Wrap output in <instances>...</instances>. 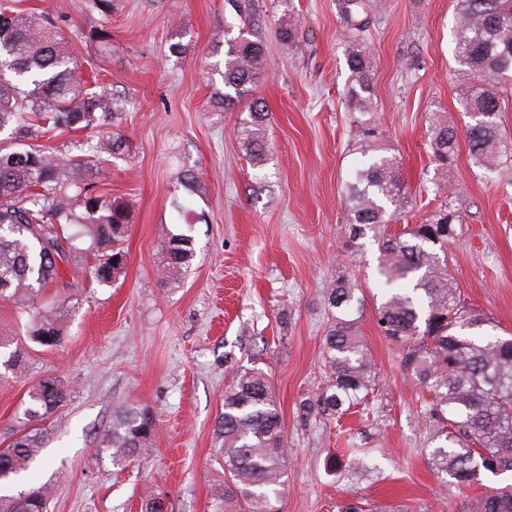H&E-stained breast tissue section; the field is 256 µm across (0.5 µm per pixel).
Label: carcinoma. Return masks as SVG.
I'll return each instance as SVG.
<instances>
[{"mask_svg":"<svg viewBox=\"0 0 512 512\" xmlns=\"http://www.w3.org/2000/svg\"><path fill=\"white\" fill-rule=\"evenodd\" d=\"M15 0H0V300L31 314L29 341L49 349L63 341L70 308L65 297L41 300L44 290H70L67 269L86 257L93 259L91 276L110 285L125 273L127 207L97 187L101 163L123 156L120 116L127 99L112 90L88 91L75 76L77 66L64 26L69 14L57 6L51 12H25ZM349 71L345 104L361 114L357 130L361 163L344 184L349 223L359 240L370 230L379 233V273L384 300L376 308L383 336L404 349L405 370L427 390L425 417L431 428L430 461L434 470L453 480L458 489L479 481L481 471H512V336L473 331L491 318L468 307L448 272L446 245L457 236L458 210L446 202L419 224L385 235L390 223L385 202L399 195L396 158L376 142L370 123L376 110L375 64L367 34L376 9L374 0H337ZM455 40L457 62L472 75L461 101L470 123L465 135L475 164L489 171L500 166L512 147L503 140L498 122L501 85L512 77V0H457ZM280 42L299 43L292 19L277 27ZM264 45L239 28L224 38V69L218 71L224 92L217 104L226 111L247 113L242 119L243 147L256 165L266 161V114L248 100L264 62ZM103 127L108 135L95 144L76 142L67 150H49L41 139ZM458 134L443 121L431 124V156L443 175L455 161ZM199 192L194 173L185 169L174 191ZM185 230L167 232L158 256V282L181 280L196 256L190 232L193 209L189 199L172 198ZM89 245L80 248L79 239ZM345 276L329 281L324 290L336 310L324 336L323 356L328 382L322 392L299 404L302 415L346 413L364 403L375 385L373 360L358 332L352 312L363 298ZM14 347L0 365L13 373L26 370L28 347L12 345L0 336V349ZM70 398L68 383L46 373L29 393L27 422L43 421ZM156 431V417L147 408L127 407L112 417L98 450L112 465L124 468L136 461ZM215 461L224 480L213 490L208 512H283L287 485L286 441L282 413L269 381L258 370H244L224 390L223 411L214 431ZM38 452L36 434L28 431L0 448V474L19 476L30 470ZM51 487L41 485L13 495L0 494V512H48ZM472 512H512V486L479 496Z\"/></svg>","mask_w":512,"mask_h":512,"instance_id":"1","label":"carcinoma"}]
</instances>
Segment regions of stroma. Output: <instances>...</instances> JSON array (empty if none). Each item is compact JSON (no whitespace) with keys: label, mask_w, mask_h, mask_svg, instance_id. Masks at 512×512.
<instances>
[{"label":"stroma","mask_w":512,"mask_h":512,"mask_svg":"<svg viewBox=\"0 0 512 512\" xmlns=\"http://www.w3.org/2000/svg\"><path fill=\"white\" fill-rule=\"evenodd\" d=\"M70 51L84 79L129 100L123 160L102 188L126 204L127 267L102 285L86 266L67 271L74 312L61 346L31 348L23 375L0 372V448L23 434L28 392L45 373L63 376L67 404L37 425L39 454L23 488L51 485L50 512H140L161 495L169 512H207L222 472L212 461L224 387L239 368L264 372L280 404L288 446L284 512H336L354 499L373 512H471L483 489L512 472H482L457 492L429 461L426 393L402 366L403 350L380 334L382 299L374 234L350 247L343 183L361 155L343 91L349 76L336 0H251V33L265 47L252 95L265 103L269 147L253 166L240 113L217 107L223 91L212 50L238 22L224 0H113L109 16L68 0ZM368 48L375 60L376 132L398 162L401 191L386 209L387 233L418 224L452 201L463 215L447 246L448 269L468 305L501 336L512 335V157L476 166L466 140L446 176L430 160L432 116L464 131L460 101L471 77L456 61V0H381ZM299 25L283 45L279 20ZM108 41H100L98 31ZM200 184L196 257L181 281L163 286L155 262L177 215L169 191L181 170ZM352 276L364 304L359 332L377 383L366 409L341 418L302 417L301 399L326 383L323 336L331 321L329 279ZM126 406L156 416L149 448L125 470L97 445ZM358 456L363 464L350 468Z\"/></svg>","instance_id":"obj_1"}]
</instances>
